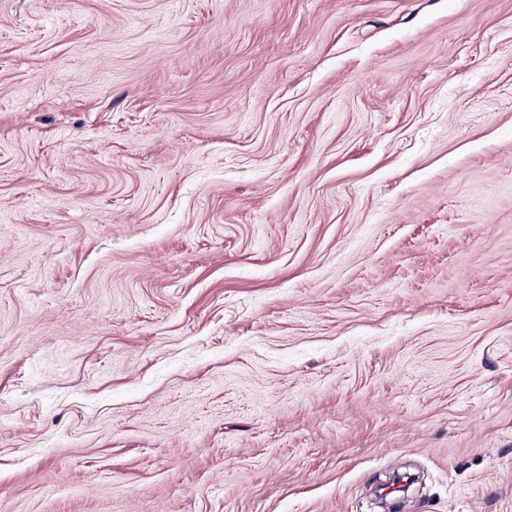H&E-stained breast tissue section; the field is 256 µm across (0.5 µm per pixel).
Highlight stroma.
<instances>
[{
  "instance_id": "obj_1",
  "label": "stroma",
  "mask_w": 512,
  "mask_h": 512,
  "mask_svg": "<svg viewBox=\"0 0 512 512\" xmlns=\"http://www.w3.org/2000/svg\"><path fill=\"white\" fill-rule=\"evenodd\" d=\"M0 512H512V0H0Z\"/></svg>"
}]
</instances>
